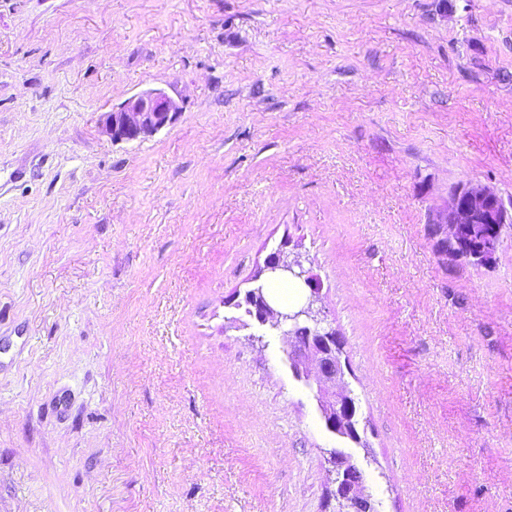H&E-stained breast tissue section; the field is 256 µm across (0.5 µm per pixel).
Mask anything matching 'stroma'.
I'll list each match as a JSON object with an SVG mask.
<instances>
[{"instance_id":"35a3bbf8","label":"stroma","mask_w":512,"mask_h":512,"mask_svg":"<svg viewBox=\"0 0 512 512\" xmlns=\"http://www.w3.org/2000/svg\"><path fill=\"white\" fill-rule=\"evenodd\" d=\"M183 100L144 141L103 113ZM512 0H0V512H325L337 447L242 302L301 242L382 512H512ZM502 200L487 186H474L468 181L452 186L448 209L433 212L428 220L432 235H440L444 227L450 228L449 234L437 241L439 255L454 263L491 264L504 228L512 224V208L509 211ZM448 246L454 247L455 259L449 260Z\"/></svg>"}]
</instances>
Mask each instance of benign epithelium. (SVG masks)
Returning <instances> with one entry per match:
<instances>
[{"mask_svg": "<svg viewBox=\"0 0 512 512\" xmlns=\"http://www.w3.org/2000/svg\"><path fill=\"white\" fill-rule=\"evenodd\" d=\"M181 110L179 102L167 93L148 90L106 113L100 128L114 141L142 140L173 124ZM428 224L436 236L450 228L449 234L437 241L439 255L448 257L452 246L456 251L453 262L487 266L495 260L504 228L512 224V210L491 188L459 182L450 188L448 209L433 212ZM306 262L302 253L285 250L270 254L264 262V271L292 278L307 289L305 301L296 310L277 309L262 293L246 295V303L259 323L272 321L288 328L289 368L311 391L325 429L343 443L366 448L365 426L345 381L349 369L345 339L329 322L320 279L312 268L305 267ZM301 322L309 327L297 333L294 327ZM324 454L333 485L332 512H369L372 494L362 464L344 448H326Z\"/></svg>", "mask_w": 512, "mask_h": 512, "instance_id": "obj_1", "label": "benign epithelium"}]
</instances>
